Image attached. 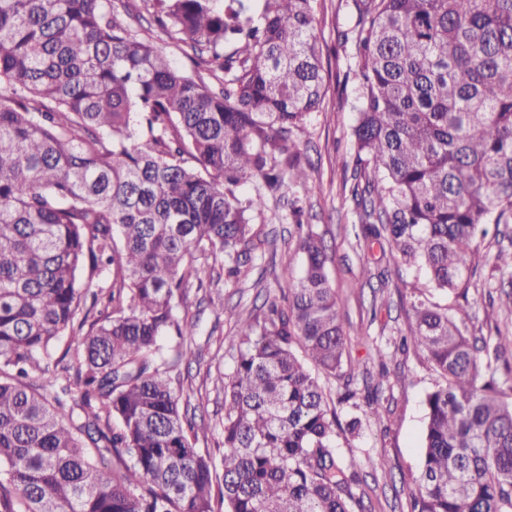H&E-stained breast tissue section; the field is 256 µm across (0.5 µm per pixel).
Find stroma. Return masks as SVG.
I'll list each match as a JSON object with an SVG mask.
<instances>
[{"label":"stroma","mask_w":512,"mask_h":512,"mask_svg":"<svg viewBox=\"0 0 512 512\" xmlns=\"http://www.w3.org/2000/svg\"><path fill=\"white\" fill-rule=\"evenodd\" d=\"M124 2L130 23L142 36L177 66L193 71L189 55L142 15L140 0ZM315 8L324 40L327 92L322 111L312 114L297 143L317 190L305 196L291 188L270 199L255 226L266 244L252 261L248 278L219 284L224 313L212 310L207 290H191L189 315L200 325L193 346L201 356L183 360L182 387L197 415L212 426L206 448L217 450L223 440L222 380L232 372L237 356L235 319L255 315L263 303L262 292L279 294L301 276L304 257L296 239L300 230L313 231L327 248V271L338 295L339 318L350 336L342 376L326 380L325 385L339 422L356 417L362 423L359 435L339 433L337 451L359 462L360 482L354 492L362 498L365 512H410L421 464L424 400L440 377L424 352L399 345L413 321L408 293L416 270L388 264L380 249L366 247L345 188L355 160L351 102L357 80L351 68L354 46L343 42L340 34L356 24L354 0H316ZM295 204L302 209L297 224L286 218ZM498 280L491 264L484 263L471 280L467 300L457 302L435 291L429 299L446 307L449 315L466 319L471 336L493 343L498 333L512 331V313L488 296ZM372 394L377 402H369Z\"/></svg>","instance_id":"1"}]
</instances>
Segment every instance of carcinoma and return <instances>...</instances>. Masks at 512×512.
<instances>
[{"label": "carcinoma", "mask_w": 512, "mask_h": 512, "mask_svg": "<svg viewBox=\"0 0 512 512\" xmlns=\"http://www.w3.org/2000/svg\"><path fill=\"white\" fill-rule=\"evenodd\" d=\"M142 2L218 84L114 0H0V512H216L217 495L225 512H360L320 378L349 336L312 232L287 305L239 321L221 464L173 377L197 330L188 286L244 278L268 198L316 188L293 140L326 93L314 0ZM354 3L350 193L364 237L425 273L402 343L445 381L412 512H512V336L484 362L423 299L467 298L478 239L512 224V0ZM492 265L512 312V249ZM87 269L112 278L92 322ZM123 3L126 4L130 14V16L126 15L123 12L124 9L119 7L123 17L132 23L144 38L166 53L177 66L185 69L188 73L194 72V64L190 59L191 52L188 51V55L182 49L177 48L168 35L151 22L149 15L141 10L140 0H123ZM139 14H143L144 17L140 16L138 19Z\"/></svg>", "instance_id": "cac0c4a2"}]
</instances>
